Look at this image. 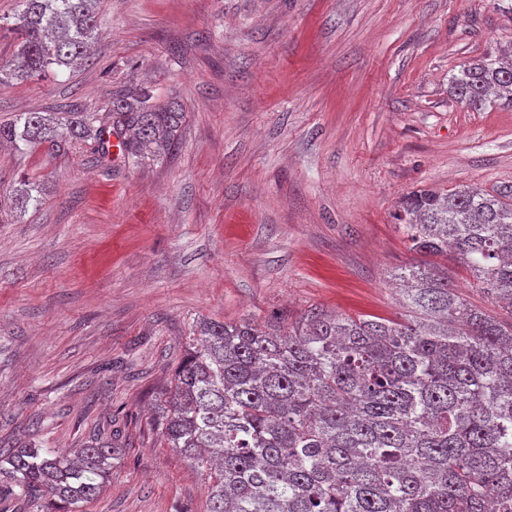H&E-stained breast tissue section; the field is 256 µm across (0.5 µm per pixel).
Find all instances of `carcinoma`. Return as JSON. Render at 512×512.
<instances>
[{
  "label": "carcinoma",
  "mask_w": 512,
  "mask_h": 512,
  "mask_svg": "<svg viewBox=\"0 0 512 512\" xmlns=\"http://www.w3.org/2000/svg\"><path fill=\"white\" fill-rule=\"evenodd\" d=\"M101 0H17L14 51L0 86L82 59ZM451 93L480 110L512 105V65L465 64ZM151 85L112 94L106 114L38 112L0 124V140L59 148L90 137L124 158L169 153L185 120ZM410 251L452 256L501 308L462 297L448 268L399 274L405 314L370 320L312 307L288 324L205 321L157 399L155 427L208 476V512H512V202L468 186L408 194L395 214ZM120 453L95 438L76 455L0 448L11 495L79 512Z\"/></svg>",
  "instance_id": "cac0c4a2"
}]
</instances>
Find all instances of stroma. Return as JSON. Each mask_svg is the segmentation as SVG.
I'll return each instance as SVG.
<instances>
[{"instance_id":"1","label":"stroma","mask_w":512,"mask_h":512,"mask_svg":"<svg viewBox=\"0 0 512 512\" xmlns=\"http://www.w3.org/2000/svg\"><path fill=\"white\" fill-rule=\"evenodd\" d=\"M99 20L81 65L0 87V122L151 85L186 114L180 145L139 164L89 138L0 145V441L114 432L84 512H206L153 426L196 321L400 316L394 276L424 261L400 200L512 192V108L450 92L512 54V0H102Z\"/></svg>"}]
</instances>
